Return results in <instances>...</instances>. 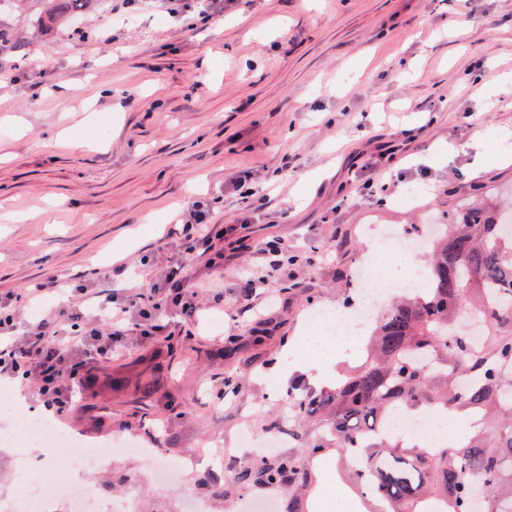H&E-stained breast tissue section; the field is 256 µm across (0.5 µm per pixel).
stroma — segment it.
<instances>
[{
    "label": "stroma",
    "mask_w": 512,
    "mask_h": 512,
    "mask_svg": "<svg viewBox=\"0 0 512 512\" xmlns=\"http://www.w3.org/2000/svg\"><path fill=\"white\" fill-rule=\"evenodd\" d=\"M114 4L76 20L105 42L74 41L68 25L34 31L42 0L8 17L29 43L0 63V202L16 214L0 220V293L77 277L120 298L148 291L180 250L185 206L213 201L218 230L238 214V172L275 190L238 248L186 260L199 322L170 313L158 336L91 363L97 387L62 421L90 445L122 437L181 462L163 504L137 456L88 474L112 496L136 495L141 512H182L189 490L234 512L244 492L222 476L242 455L240 429L271 437L291 385L329 383L284 355L314 309L347 311L365 229L413 238L481 194L512 200V103L497 100L512 72V0H219L220 16L196 30L170 0L121 16ZM458 144L465 152L442 161ZM391 146L399 173L368 200L361 170ZM271 237L297 258L293 285L270 279L273 299L243 312L237 279L260 272ZM150 380L146 399L137 386Z\"/></svg>",
    "instance_id": "obj_1"
}]
</instances>
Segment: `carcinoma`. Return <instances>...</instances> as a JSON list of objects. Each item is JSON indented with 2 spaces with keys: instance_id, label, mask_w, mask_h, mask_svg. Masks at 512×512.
Instances as JSON below:
<instances>
[{
  "instance_id": "obj_1",
  "label": "carcinoma",
  "mask_w": 512,
  "mask_h": 512,
  "mask_svg": "<svg viewBox=\"0 0 512 512\" xmlns=\"http://www.w3.org/2000/svg\"><path fill=\"white\" fill-rule=\"evenodd\" d=\"M45 23L69 22L97 0H46ZM0 8V59L25 48ZM487 204L442 225L430 246L429 285L382 308L361 362L336 384L295 395L278 429L300 452L239 466L234 485L284 490L285 512H307L311 462L330 453L367 512H512V236ZM395 410H468L477 427L455 444H406L383 426Z\"/></svg>"
}]
</instances>
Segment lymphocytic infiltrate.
I'll list each match as a JSON object with an SVG mask.
<instances>
[{
    "label": "lymphocytic infiltrate",
    "instance_id": "f902f5d3",
    "mask_svg": "<svg viewBox=\"0 0 512 512\" xmlns=\"http://www.w3.org/2000/svg\"><path fill=\"white\" fill-rule=\"evenodd\" d=\"M208 214L200 201L187 208L181 224L186 253L214 250L213 237L204 229ZM184 267L183 261H176L163 284L153 286L151 294L106 300L99 316L90 318L83 310L71 311L69 329L59 328L49 314L30 322L20 344L0 346V377L34 382L43 407L57 417H65L84 395L85 362L111 359L113 349L127 336L146 338L162 331L163 305L177 308L187 319H198L200 309Z\"/></svg>",
    "mask_w": 512,
    "mask_h": 512
}]
</instances>
